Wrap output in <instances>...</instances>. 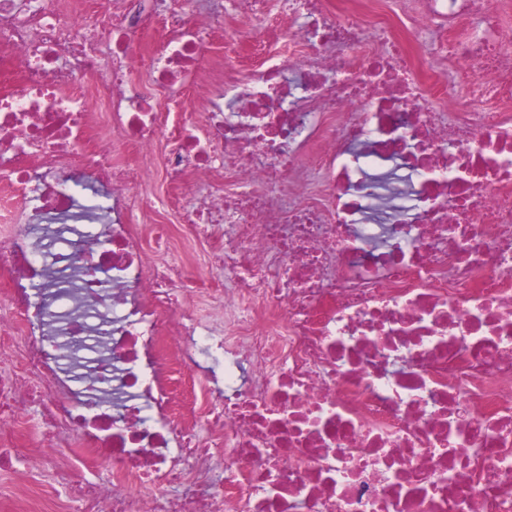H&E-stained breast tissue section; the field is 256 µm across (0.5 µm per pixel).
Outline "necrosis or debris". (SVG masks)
Here are the masks:
<instances>
[{
  "label": "necrosis or debris",
  "mask_w": 512,
  "mask_h": 512,
  "mask_svg": "<svg viewBox=\"0 0 512 512\" xmlns=\"http://www.w3.org/2000/svg\"><path fill=\"white\" fill-rule=\"evenodd\" d=\"M144 1L0 0V472L34 481L36 409L32 460L84 474L55 512H512V27L488 0ZM231 16L287 18L294 52L232 72ZM439 62L485 107L449 111ZM158 169L214 288L130 221Z\"/></svg>",
  "instance_id": "1"
}]
</instances>
